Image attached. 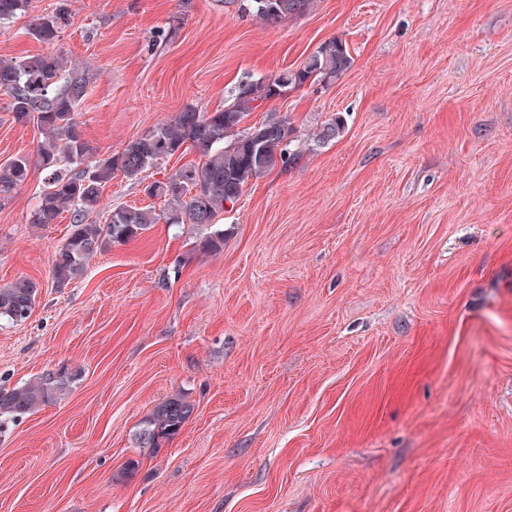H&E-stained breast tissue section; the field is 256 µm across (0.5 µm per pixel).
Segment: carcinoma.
Returning <instances> with one entry per match:
<instances>
[{
  "mask_svg": "<svg viewBox=\"0 0 512 512\" xmlns=\"http://www.w3.org/2000/svg\"><path fill=\"white\" fill-rule=\"evenodd\" d=\"M315 0H249L256 18L279 23L314 8ZM32 0H0V23L31 9ZM68 9L35 19L29 34L51 44L67 22ZM354 58L345 41L323 42L296 69L273 78H258L240 84L231 102L216 112H201L187 106L170 121L130 141L107 159H97L79 130L78 105L88 95L91 77L85 69L66 68L63 59L50 52L22 60L0 59V88L9 94V109L20 122H32L43 135L34 155L17 156L0 163V202L24 183L31 166L46 174L45 188L31 216L33 224H55L65 211H72L69 237L54 253L51 279L58 288L82 279L90 261L116 244H126L164 219L169 224L217 225L224 205L235 203L244 188L295 159L289 151L292 128L284 117L269 115L259 124L241 127V122L262 103L277 99L292 89L315 82L329 83L351 68ZM345 126L340 118L322 125L319 143L340 137ZM191 149L203 162L185 166L163 180L144 187L151 198H162L167 211L154 207L116 206L100 222L102 191L117 173L128 180L143 181L142 174L178 153ZM207 254L224 249V230L217 229L197 245ZM39 284L19 278L0 286V320L20 324L31 316ZM75 374L65 369L47 372L38 379L11 389H0V414L18 417L57 399ZM194 405L180 395L166 398L143 421L136 443L140 448H158L161 441L179 433Z\"/></svg>",
  "mask_w": 512,
  "mask_h": 512,
  "instance_id": "cac0c4a2",
  "label": "carcinoma"
}]
</instances>
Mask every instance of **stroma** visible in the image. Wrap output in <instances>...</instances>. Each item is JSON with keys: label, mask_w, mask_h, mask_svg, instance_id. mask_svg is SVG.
I'll use <instances>...</instances> for the list:
<instances>
[{"label": "stroma", "mask_w": 512, "mask_h": 512, "mask_svg": "<svg viewBox=\"0 0 512 512\" xmlns=\"http://www.w3.org/2000/svg\"><path fill=\"white\" fill-rule=\"evenodd\" d=\"M61 1L58 40L33 39ZM241 3L33 0L0 25V59L89 70L100 159L328 39L354 58L247 117H287L300 156L226 207L220 254L197 249L210 226L161 222L58 288L71 216L32 223L44 173L0 203V284L40 286L0 322V388L76 375L0 417V512H512V0H317L275 26ZM8 103L0 163L41 138ZM176 394L181 432L138 447ZM194 405L180 395L166 398L143 421L136 443L140 448H160L163 439L179 433L189 420Z\"/></svg>", "instance_id": "35a3bbf8"}]
</instances>
